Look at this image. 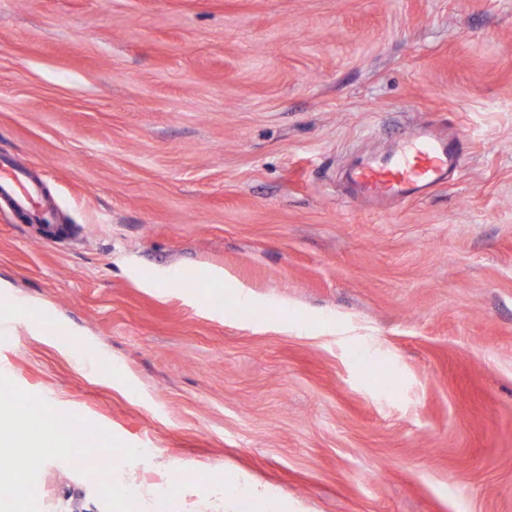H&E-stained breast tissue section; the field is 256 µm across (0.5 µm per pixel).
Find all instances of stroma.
<instances>
[{"label":"stroma","instance_id":"stroma-1","mask_svg":"<svg viewBox=\"0 0 512 512\" xmlns=\"http://www.w3.org/2000/svg\"><path fill=\"white\" fill-rule=\"evenodd\" d=\"M420 124L457 176L352 200ZM1 160L74 232L0 202V429L24 399L47 458L0 512H119L78 431L187 472H135L152 512L239 473L288 512H512V0H0Z\"/></svg>","mask_w":512,"mask_h":512}]
</instances>
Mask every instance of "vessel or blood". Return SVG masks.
<instances>
[{
    "label": "vessel or blood",
    "mask_w": 512,
    "mask_h": 512,
    "mask_svg": "<svg viewBox=\"0 0 512 512\" xmlns=\"http://www.w3.org/2000/svg\"><path fill=\"white\" fill-rule=\"evenodd\" d=\"M459 160L457 140L422 124L394 148L357 157L349 172L352 194L369 202L417 198L446 182ZM35 195L22 171L0 174V198L22 209L33 204Z\"/></svg>",
    "instance_id": "1"
}]
</instances>
